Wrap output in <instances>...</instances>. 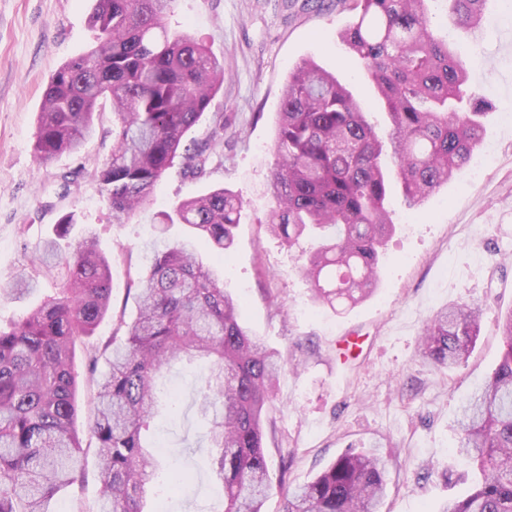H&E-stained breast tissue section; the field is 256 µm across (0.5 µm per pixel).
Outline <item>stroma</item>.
I'll return each instance as SVG.
<instances>
[{"instance_id":"obj_1","label":"stroma","mask_w":512,"mask_h":512,"mask_svg":"<svg viewBox=\"0 0 512 512\" xmlns=\"http://www.w3.org/2000/svg\"><path fill=\"white\" fill-rule=\"evenodd\" d=\"M92 0H0V280L33 271L40 244L57 238L68 253L86 231L111 263L112 302L126 319L136 315L129 286L147 266L152 247L188 233L183 224H159L158 212L222 186L240 195L244 210L235 247L222 266L224 287L241 303L240 318L286 361L267 409L265 452L280 489L264 512H280L288 490L307 483L348 449L371 450L386 462L380 512H438L464 495L470 470L455 454L453 425L462 401L498 364L501 314L512 310V126L502 112L512 105V0H489L493 19L477 38L448 27L444 0H429L437 30L474 68L471 88L491 103L471 165L405 208L392 188L395 232L385 246L377 291L355 307L333 311L313 302L298 271L310 247H285L265 222L273 202L264 192L276 159L278 112L288 76L311 60L338 79L386 129L361 61L341 42L351 11L323 0H176L170 31L205 45L224 64V85L186 144L208 148L204 177L172 168L154 187L151 202L129 223H113L96 176L112 152V114L96 117V130L80 152L39 161L33 150L36 118L55 71L85 54L95 41L88 18ZM224 116V139L214 142V114ZM495 164L474 174L486 148ZM76 174L64 185L61 177ZM76 222L66 235L65 214ZM450 304H476L482 330L467 362L440 371L420 355L426 321ZM349 337V354L338 341ZM167 384L180 389L177 414L160 411L150 431L165 445L163 465L185 469L190 481L167 502L168 512H216L221 504L206 465V420L194 400L204 383L200 362L176 366ZM82 483L63 490L57 512H90L98 500L94 454L82 457Z\"/></svg>"}]
</instances>
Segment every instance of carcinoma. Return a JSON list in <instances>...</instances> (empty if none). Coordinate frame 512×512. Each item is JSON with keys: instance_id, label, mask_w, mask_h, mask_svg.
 Segmentation results:
<instances>
[{"instance_id": "carcinoma-1", "label": "carcinoma", "mask_w": 512, "mask_h": 512, "mask_svg": "<svg viewBox=\"0 0 512 512\" xmlns=\"http://www.w3.org/2000/svg\"><path fill=\"white\" fill-rule=\"evenodd\" d=\"M175 0H95L99 31L83 56L61 66L45 91L34 152L41 161L77 152L100 105L112 110V153L98 171L112 218L144 209L157 182L182 161V173H207L202 150L180 152L224 84V64L166 19ZM356 13L341 34L357 54L390 117L387 130L335 75L311 60L296 65L281 98L275 201L268 228L292 246L315 244L301 270L315 301L353 306L377 288L384 246L394 230L387 164L405 204L417 209L460 172L479 145L487 105L470 92L467 67L436 34L427 0H338ZM448 22L474 35L490 25L486 0H446ZM242 198L223 188L178 202L161 224H187L220 257L235 243ZM35 274L61 278L43 303L0 328V512H56L57 494L81 482L78 458L95 448L99 512H147L148 491L184 474L162 472L143 432L158 411L157 381L172 363L205 359L201 414L209 473L224 489L221 512H262L274 493L264 449L266 407L280 363L239 321L240 303L224 291L195 245L155 252L135 282L137 316L119 317L112 338L92 340L112 313L108 258L88 232L70 256ZM500 361L462 407L457 453L474 465L475 484L439 512H512V311L500 320ZM481 330V310L452 305L426 323L424 360L439 370L465 363ZM94 377L87 432L76 425V346ZM109 369L97 374L101 357ZM385 466L372 451L348 449L312 481L288 493L281 512H379Z\"/></svg>"}]
</instances>
